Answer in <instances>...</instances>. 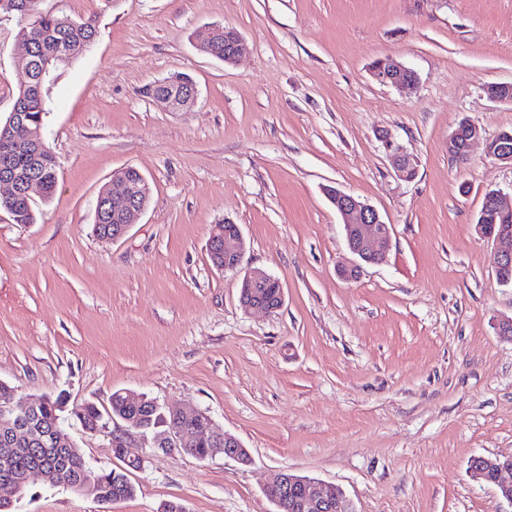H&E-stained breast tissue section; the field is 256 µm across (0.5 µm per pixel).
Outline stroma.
<instances>
[{"label":"stroma","instance_id":"stroma-1","mask_svg":"<svg viewBox=\"0 0 512 512\" xmlns=\"http://www.w3.org/2000/svg\"><path fill=\"white\" fill-rule=\"evenodd\" d=\"M95 17V43L61 70L42 135L58 184L37 221L0 209V382L63 395L66 428L94 469L121 468L123 421L86 432L74 416L113 393L204 411L248 448L244 465L140 448L134 496L116 503L34 486L13 512H277L265 489L285 470L340 488L355 512H512L469 474L512 456V286L475 224L486 190L512 193V165L473 145L448 154L462 120L492 138L512 104V0H40ZM235 28L226 64L194 45ZM417 76L379 84L376 62ZM189 74L194 105L172 111L146 85ZM26 79L14 23L0 22V119ZM416 174L398 177L386 140ZM133 167L147 210L121 238L94 232L99 194ZM333 186L374 206L393 232L385 262H351ZM239 224L245 262L277 278L282 308L240 302L242 275L207 244Z\"/></svg>","mask_w":512,"mask_h":512}]
</instances>
